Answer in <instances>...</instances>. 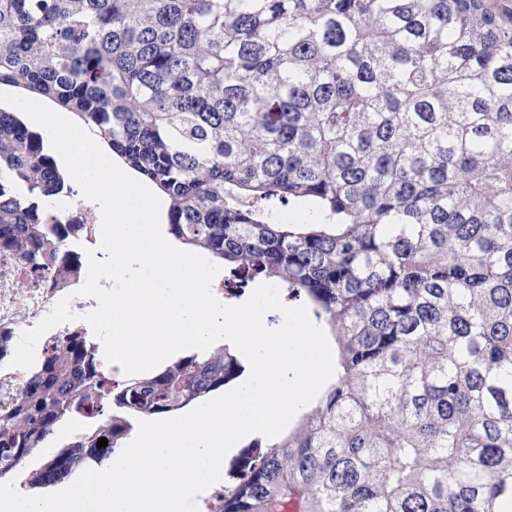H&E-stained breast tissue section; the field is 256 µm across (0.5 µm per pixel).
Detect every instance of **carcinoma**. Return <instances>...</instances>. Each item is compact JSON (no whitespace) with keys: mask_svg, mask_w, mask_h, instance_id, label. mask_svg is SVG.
Returning a JSON list of instances; mask_svg holds the SVG:
<instances>
[{"mask_svg":"<svg viewBox=\"0 0 512 512\" xmlns=\"http://www.w3.org/2000/svg\"><path fill=\"white\" fill-rule=\"evenodd\" d=\"M74 113L335 374L241 455L220 512H512V13L491 0H0V87ZM75 194L0 109V250L41 268ZM291 203L318 219L284 224ZM243 373L228 347L110 390L68 336L0 412V481L51 488ZM90 402L89 425L58 429ZM108 446L97 448L99 438ZM45 450L26 472L28 460Z\"/></svg>","mask_w":512,"mask_h":512,"instance_id":"cac0c4a2","label":"carcinoma"}]
</instances>
